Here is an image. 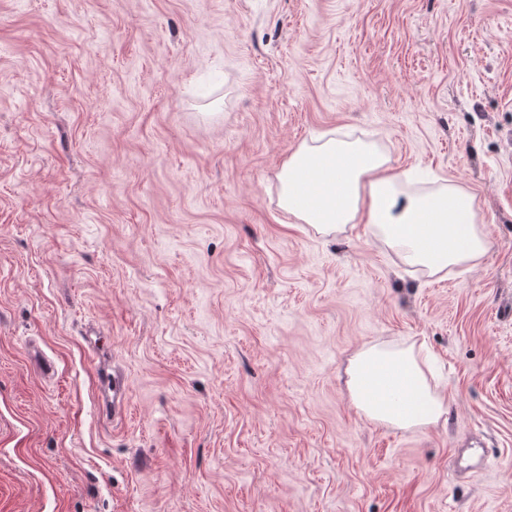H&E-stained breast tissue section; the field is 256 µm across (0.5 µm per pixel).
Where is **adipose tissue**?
<instances>
[{"instance_id":"adipose-tissue-1","label":"adipose tissue","mask_w":512,"mask_h":512,"mask_svg":"<svg viewBox=\"0 0 512 512\" xmlns=\"http://www.w3.org/2000/svg\"><path fill=\"white\" fill-rule=\"evenodd\" d=\"M277 180L278 205L297 223L321 235L367 225L402 265L420 273L444 278L470 270L488 251L475 194L453 181L408 191L378 143L325 133L290 153ZM428 371L413 347L367 345L346 368L348 396L373 422L403 430L434 424L448 404Z\"/></svg>"}]
</instances>
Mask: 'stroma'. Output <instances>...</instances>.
<instances>
[{
    "label": "stroma",
    "instance_id": "obj_1",
    "mask_svg": "<svg viewBox=\"0 0 512 512\" xmlns=\"http://www.w3.org/2000/svg\"><path fill=\"white\" fill-rule=\"evenodd\" d=\"M329 131L475 193L482 264L289 218ZM377 343L445 420L354 408ZM0 512H512V0H0ZM428 371L413 346L367 345L346 368L348 396L373 422L403 430L436 424L447 415L448 404L431 385ZM128 386L123 376L113 373L106 377L101 385V412L106 417L112 416V422L121 419L129 410Z\"/></svg>",
    "mask_w": 512,
    "mask_h": 512
}]
</instances>
